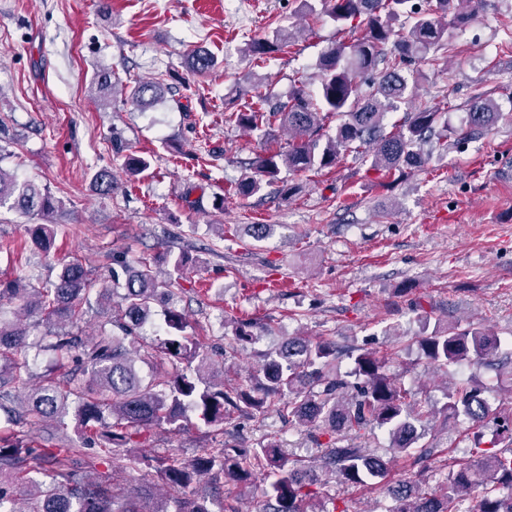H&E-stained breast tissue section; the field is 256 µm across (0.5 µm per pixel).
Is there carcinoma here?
Masks as SVG:
<instances>
[{
	"mask_svg": "<svg viewBox=\"0 0 512 512\" xmlns=\"http://www.w3.org/2000/svg\"><path fill=\"white\" fill-rule=\"evenodd\" d=\"M321 13L336 30L351 34L352 41L338 43L319 58V87L310 95L297 90L282 100L267 92L262 78L253 77L255 107L248 112H229L224 120L262 132L265 140L288 131L287 151L268 148L247 162L248 172L230 183L225 193L249 198L276 180L281 170L319 173L336 166L347 153L368 150L370 169L381 186L397 174L422 168L430 152L448 147V135H436L441 113L430 109L405 112L386 131L384 119L391 106L407 99L409 83L403 74L407 61H424L448 42V25H468L483 0H427L422 8L415 0H320ZM293 42L292 29H276L272 37L247 44L246 53L257 60L281 52ZM186 65L196 75L211 72L216 61L202 48L189 52ZM381 72L361 89L356 78ZM120 83L108 70L98 71L92 85L109 99ZM167 87L161 78L138 81L126 101L146 108L165 101ZM500 113L489 99L470 103L465 135L487 133ZM336 121L334 131L320 134L322 122ZM112 149L123 156L128 175L137 177L151 167L149 157L138 155L112 134ZM112 168L95 171L92 185L101 195L112 192ZM23 215L53 216L59 204L46 187L20 178L0 166V208ZM26 232L43 249L54 244L56 225L29 224ZM160 261L168 267L160 279L151 263L140 258L131 263L122 253L112 254V287L97 285L79 261L63 264L54 280L34 274L26 280H0V310L5 306L34 319V323L0 317V409L20 389L25 410L7 411L0 426V512H147L132 498L117 500L103 483L83 473L76 450L47 439L34 447L15 430L28 416L56 421L69 413L75 397L78 447L100 444L99 459L114 467L133 463L119 453L137 447L141 430L150 426L182 427L186 411L197 414L207 426H224L231 416L252 415L274 402L282 403L288 421L308 428L317 445L325 448L319 467L288 465L279 445L269 441L259 448H240L228 443L204 448L190 463L175 465L155 458L154 469L162 478L186 490L197 477L213 469L227 482H246L258 471L272 476L263 490L259 512H316L319 481L317 469L345 483L367 486L384 476L386 461L356 444L374 428L385 431L393 454L415 462L427 457L432 445L421 443L417 424L430 412L411 400L401 380L386 370V361L373 351L336 346L329 341L292 338L266 356L257 370L259 380L250 385L224 388L215 381L217 370L200 341L186 335L187 320L176 309H164L163 336L140 344V330L155 315L154 304L170 295V286L186 278L192 258L184 252H165ZM96 304L112 310L105 328L95 340L83 336L78 325L80 304ZM44 331L35 342V329ZM253 323L240 320L234 329L236 343L253 340ZM424 357L437 370L448 372L462 361L492 368L496 378L512 382V352L504 354L500 338L485 330L463 328L455 321L438 327L420 340ZM43 352L52 354L54 369L66 370L61 379L49 378L29 385L32 365ZM151 361L147 378L136 369L137 358ZM350 361L342 372L341 359ZM491 387L476 377L448 384L446 413L483 427L494 425V444L502 449L481 448L484 434L473 433L472 451L483 454L482 477L474 478L467 462L455 464L437 492L426 487L418 470L390 489L394 505L387 512H459L461 498L476 494L466 512H512V495L497 494L501 485L512 487V409L494 408L486 399ZM50 464L51 482L28 478L23 490L17 475L25 468L40 472Z\"/></svg>",
	"mask_w": 512,
	"mask_h": 512,
	"instance_id": "cac0c4a2",
	"label": "carcinoma"
}]
</instances>
